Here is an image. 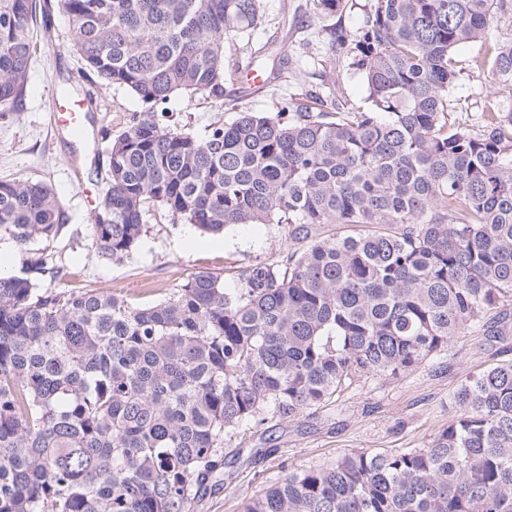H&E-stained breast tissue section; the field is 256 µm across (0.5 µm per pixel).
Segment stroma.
Instances as JSON below:
<instances>
[{
	"mask_svg": "<svg viewBox=\"0 0 512 512\" xmlns=\"http://www.w3.org/2000/svg\"><path fill=\"white\" fill-rule=\"evenodd\" d=\"M368 0H349L342 12L319 16L307 0H263V23L256 39L272 46L259 63L271 71L287 59L297 75L285 93L298 87L340 88L345 99L366 94L363 80L332 70L326 61L331 27L356 31ZM39 37L28 75L22 111L0 117V179H30L51 184L70 215V222L52 244L61 287L120 295L131 303L162 300L193 274H236L253 264L280 260L290 240L281 224L234 225L208 233L189 224L172 223L160 208L146 217L137 247L123 260L103 258L87 238L92 200L100 199L107 169V132L126 127L142 101L126 89L91 82L81 58L70 50L67 17L50 7L39 21ZM309 57L298 58L300 44ZM495 90L504 108L512 110V83L493 84L488 71L463 69L448 95L458 107L451 117L477 127L488 90ZM92 98L86 135L72 137L50 120L57 98ZM167 123L204 134L216 122L233 120L222 101L188 102L183 96L166 105ZM512 360V304L498 309L483 328H466L447 346L412 370L395 378L363 376L327 406L293 420L271 421L248 430L234 442L238 448H266L270 454L246 465L225 455L224 463L194 512H243L245 505L276 483L284 468H319L352 451L383 453L426 447L456 413L453 393L470 375L499 361Z\"/></svg>",
	"mask_w": 512,
	"mask_h": 512,
	"instance_id": "obj_1",
	"label": "stroma"
}]
</instances>
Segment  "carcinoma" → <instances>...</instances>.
Instances as JSON below:
<instances>
[{
  "instance_id": "1",
  "label": "carcinoma",
  "mask_w": 512,
  "mask_h": 512,
  "mask_svg": "<svg viewBox=\"0 0 512 512\" xmlns=\"http://www.w3.org/2000/svg\"><path fill=\"white\" fill-rule=\"evenodd\" d=\"M71 47L105 86L145 104L109 135L88 238L121 260L150 208L219 233L284 224L303 243L236 287L199 273L133 305L67 293L50 243L69 223L51 185L0 180V512H192L224 441L329 403L366 374L395 377L512 302V112L451 120L456 51L512 82V42L489 31L508 0H369L363 26L328 33L360 76L358 104L303 88L275 114L237 113L200 137L164 123L176 94L220 99L262 0H56ZM348 0H310L334 14ZM41 0H0V112H19ZM323 224L343 231L322 237ZM426 448L351 452L287 470L245 512H512V361L466 379Z\"/></svg>"
}]
</instances>
